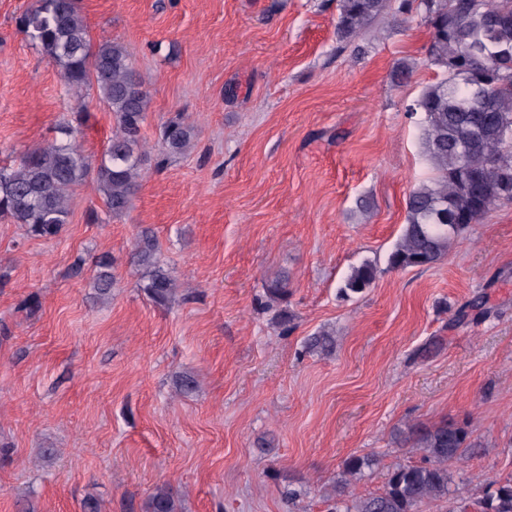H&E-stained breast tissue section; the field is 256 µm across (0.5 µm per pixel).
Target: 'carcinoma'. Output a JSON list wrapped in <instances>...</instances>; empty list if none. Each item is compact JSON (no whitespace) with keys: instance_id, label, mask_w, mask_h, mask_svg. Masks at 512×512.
Instances as JSON below:
<instances>
[{"instance_id":"carcinoma-1","label":"carcinoma","mask_w":512,"mask_h":512,"mask_svg":"<svg viewBox=\"0 0 512 512\" xmlns=\"http://www.w3.org/2000/svg\"><path fill=\"white\" fill-rule=\"evenodd\" d=\"M336 34L352 41L392 11L417 9L429 30L428 62L442 78L425 87L406 112L424 114L422 144L434 176L406 199V223L388 255L392 269L431 267L452 241L477 224L499 201L512 200V0H337ZM27 36L59 68L65 84L79 92L95 81L99 99L116 120L96 179L114 215L126 211L147 161L141 130L149 95L134 70L127 49L112 40L91 48L77 0H35L20 17ZM192 127L180 118L161 130V145L170 154L190 144ZM91 167L79 145L47 142L28 151L16 168H0V216L26 228L30 237L60 234L69 214V192L84 182ZM135 258L148 269L144 291L159 306L169 304L175 284L159 262L151 241L141 240ZM94 288L110 293L111 261H99ZM379 269L364 262L352 269L340 288L348 297L377 279ZM268 309L287 302L288 279L264 285ZM483 297L463 304L454 315L461 323L476 310L488 315ZM396 443L421 452L417 462L398 463L386 475L383 489L358 495L352 481L373 468L372 455H352L341 464L328 512H422L437 504L444 512H512V477L477 488L465 501L455 496L452 467L474 453L465 423L443 420L412 424L395 434ZM146 512H180L165 485L149 495Z\"/></svg>"}]
</instances>
